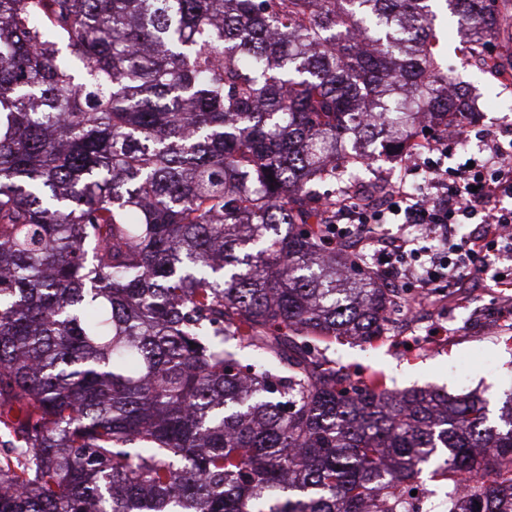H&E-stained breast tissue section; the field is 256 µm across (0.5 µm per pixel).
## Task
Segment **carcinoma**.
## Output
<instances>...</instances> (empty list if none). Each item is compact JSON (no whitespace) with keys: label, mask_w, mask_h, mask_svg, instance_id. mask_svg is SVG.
Instances as JSON below:
<instances>
[{"label":"carcinoma","mask_w":512,"mask_h":512,"mask_svg":"<svg viewBox=\"0 0 512 512\" xmlns=\"http://www.w3.org/2000/svg\"><path fill=\"white\" fill-rule=\"evenodd\" d=\"M510 1L445 0L489 70ZM435 2L0 0V512H512V390L326 356L395 301L330 155L463 110ZM417 481L426 490L422 512H440L442 510L441 503L445 499L447 491L444 482L439 478H430L428 471H423Z\"/></svg>","instance_id":"carcinoma-1"}]
</instances>
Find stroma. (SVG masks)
Here are the masks:
<instances>
[{"label": "stroma", "instance_id": "stroma-1", "mask_svg": "<svg viewBox=\"0 0 512 512\" xmlns=\"http://www.w3.org/2000/svg\"><path fill=\"white\" fill-rule=\"evenodd\" d=\"M436 12L438 49L453 62L470 111L480 114L484 128L512 124V81L467 65V39L455 17L442 5ZM502 299V289L487 279L465 289L448 311L434 308L421 317L389 322L377 344L347 341L329 348L327 355L352 380L378 373L397 389L435 385L454 394L471 391L487 399L494 411L503 393L512 389V316H501ZM435 321L448 331L439 344L426 338Z\"/></svg>", "mask_w": 512, "mask_h": 512}]
</instances>
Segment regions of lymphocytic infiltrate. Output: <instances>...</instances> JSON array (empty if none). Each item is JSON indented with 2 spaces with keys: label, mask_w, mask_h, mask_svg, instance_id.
<instances>
[{
  "label": "lymphocytic infiltrate",
  "mask_w": 512,
  "mask_h": 512,
  "mask_svg": "<svg viewBox=\"0 0 512 512\" xmlns=\"http://www.w3.org/2000/svg\"><path fill=\"white\" fill-rule=\"evenodd\" d=\"M429 189L417 198L405 195V183L388 185V206L364 209L353 227L357 242L370 239L379 224H414L428 228L437 238L436 249L419 252L415 238L402 235L377 242L378 258L387 251L417 258L409 275L424 295L440 285L453 290L470 287L487 268H494L497 287L512 288V150L496 145L475 158L473 166L458 164L431 168ZM469 225L464 236L453 228Z\"/></svg>",
  "instance_id": "lymphocytic-infiltrate-1"
}]
</instances>
